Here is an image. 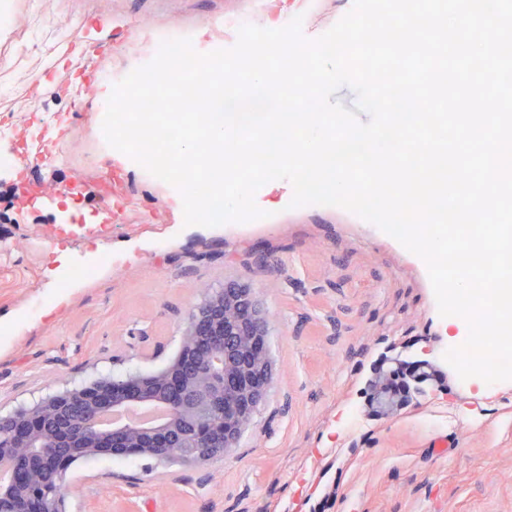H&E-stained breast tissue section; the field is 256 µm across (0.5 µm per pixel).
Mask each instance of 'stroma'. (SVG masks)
<instances>
[{"label": "stroma", "instance_id": "35a3bbf8", "mask_svg": "<svg viewBox=\"0 0 512 512\" xmlns=\"http://www.w3.org/2000/svg\"><path fill=\"white\" fill-rule=\"evenodd\" d=\"M60 31L94 34L115 18L101 72L128 73L157 54L144 31H191L201 53L221 39L204 23L269 28L294 0H39ZM28 0L0 26V414L63 383L152 372L176 354L201 286L247 284L270 316L274 380L232 454L205 467L99 456L72 468L70 512H512V381L471 388L449 349L425 262L377 226L330 206L289 208L293 187L255 194L268 216L185 225L171 187L109 148L96 85L86 109L42 69ZM68 111L65 164L19 150L43 115ZM121 173L129 203L107 226L61 224L93 212ZM427 360L429 395L379 419L370 381L379 363Z\"/></svg>", "mask_w": 512, "mask_h": 512}]
</instances>
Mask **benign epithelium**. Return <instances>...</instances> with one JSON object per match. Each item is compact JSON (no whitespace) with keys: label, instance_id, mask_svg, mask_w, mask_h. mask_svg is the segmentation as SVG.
Wrapping results in <instances>:
<instances>
[{"label":"benign epithelium","instance_id":"obj_1","mask_svg":"<svg viewBox=\"0 0 512 512\" xmlns=\"http://www.w3.org/2000/svg\"><path fill=\"white\" fill-rule=\"evenodd\" d=\"M179 352L149 374L66 384L0 416V512H69V474L80 459L137 456L201 466L229 456L273 380L265 347L270 319L235 280L204 288ZM157 404L162 420L104 430L106 414Z\"/></svg>","mask_w":512,"mask_h":512}]
</instances>
